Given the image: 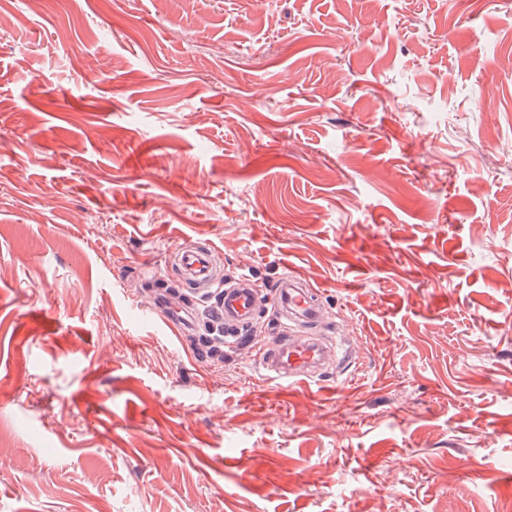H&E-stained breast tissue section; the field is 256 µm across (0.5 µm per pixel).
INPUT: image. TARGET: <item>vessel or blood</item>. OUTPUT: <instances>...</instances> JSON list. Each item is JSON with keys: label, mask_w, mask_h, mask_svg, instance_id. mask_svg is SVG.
Masks as SVG:
<instances>
[{"label": "vessel or blood", "mask_w": 512, "mask_h": 512, "mask_svg": "<svg viewBox=\"0 0 512 512\" xmlns=\"http://www.w3.org/2000/svg\"><path fill=\"white\" fill-rule=\"evenodd\" d=\"M212 248L190 240L182 241L173 258L184 282L200 296L215 297L216 311L226 332L238 335L250 323L257 306L258 285L248 276L228 284L211 262ZM283 319L275 342L260 355L259 365L267 376L293 386L314 383L330 352L313 336L322 321L317 293L298 275H282L269 298Z\"/></svg>", "instance_id": "obj_1"}]
</instances>
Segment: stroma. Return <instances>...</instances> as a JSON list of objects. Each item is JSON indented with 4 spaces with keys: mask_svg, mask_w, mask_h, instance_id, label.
Instances as JSON below:
<instances>
[{
    "mask_svg": "<svg viewBox=\"0 0 512 512\" xmlns=\"http://www.w3.org/2000/svg\"><path fill=\"white\" fill-rule=\"evenodd\" d=\"M511 57L512 0H0V512H503ZM188 237L348 361L210 353ZM269 303L284 322L276 341L260 354V367L288 386L320 381L317 371L331 352L313 337L312 329L322 322L318 294L291 272L278 279Z\"/></svg>",
    "mask_w": 512,
    "mask_h": 512,
    "instance_id": "35a3bbf8",
    "label": "stroma"
}]
</instances>
